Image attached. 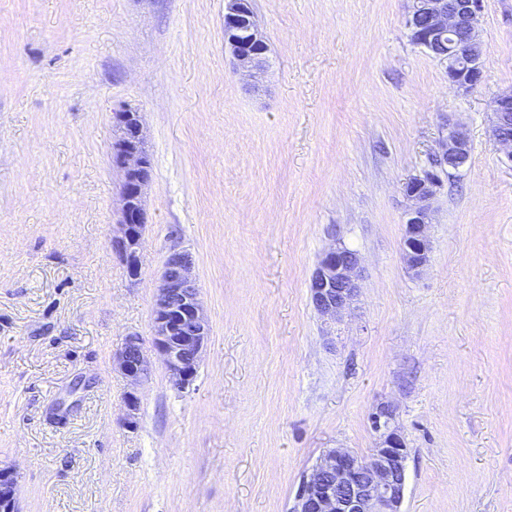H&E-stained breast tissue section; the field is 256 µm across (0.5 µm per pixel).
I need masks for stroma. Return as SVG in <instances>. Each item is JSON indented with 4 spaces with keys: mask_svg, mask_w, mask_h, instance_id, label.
Listing matches in <instances>:
<instances>
[{
    "mask_svg": "<svg viewBox=\"0 0 512 512\" xmlns=\"http://www.w3.org/2000/svg\"><path fill=\"white\" fill-rule=\"evenodd\" d=\"M409 0H252L260 89L224 46V0H0V468L19 512H290L322 453L369 455L395 409L402 512H512V165L490 105L512 88V0H484L464 94L412 43ZM152 163L141 277L112 248V114ZM468 164L432 207L426 271L401 259L404 183L449 119ZM364 265L336 325L309 283L332 242ZM185 249L209 323L178 390L151 343ZM139 335L151 374L113 364ZM116 364L133 388L127 399L128 413L125 422L129 427H132L136 424L139 410V397L136 389L147 380L151 370V363L144 352V342L140 336H128L124 347L116 357Z\"/></svg>",
    "mask_w": 512,
    "mask_h": 512,
    "instance_id": "stroma-1",
    "label": "stroma"
}]
</instances>
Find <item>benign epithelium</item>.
<instances>
[{"label":"benign epithelium","mask_w":512,"mask_h":512,"mask_svg":"<svg viewBox=\"0 0 512 512\" xmlns=\"http://www.w3.org/2000/svg\"><path fill=\"white\" fill-rule=\"evenodd\" d=\"M483 0H413L406 26L413 43L434 52L448 43V51L435 58L446 63L448 82L468 93L481 80ZM224 43L239 70L258 83L265 71L268 44L254 11L245 0H224ZM116 135L111 148L112 165L123 173L121 223L112 247L123 258L130 277L141 276L138 253L147 224L144 195L152 179V164L140 112L123 108L112 113ZM490 132L512 163V89L498 94L490 108ZM471 144L464 127L448 121L439 150L430 168L403 185L411 202L407 211L401 258L412 273L429 264L432 200L442 184L441 174L463 167ZM363 267L359 255L340 243L320 257L309 284L314 309L331 321L341 319L358 300ZM153 348L174 386L193 384L201 361L209 325L199 298L189 254L171 250L165 258L156 288L152 317ZM120 372L133 391L127 399L126 424H136L139 397L135 388L147 380L150 360L143 339L127 338L116 357ZM377 434L375 448L361 457L345 448L328 449L301 481L290 512H401L406 485L408 451L395 425L394 410L382 403L369 416ZM17 481L13 472L0 469V512H17Z\"/></svg>","instance_id":"7a95c632"}]
</instances>
